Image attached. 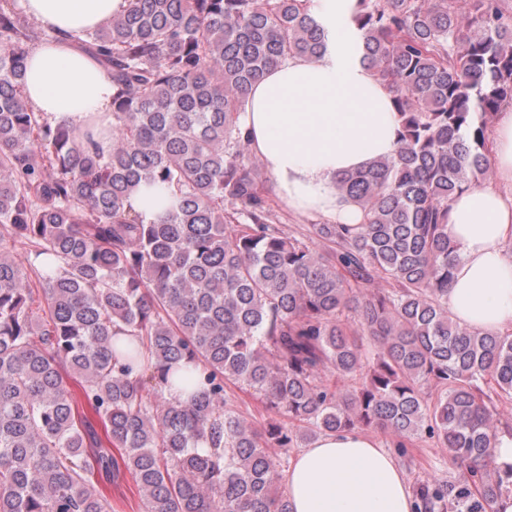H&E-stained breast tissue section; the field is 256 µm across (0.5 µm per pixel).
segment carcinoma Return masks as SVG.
Masks as SVG:
<instances>
[{"label": "carcinoma", "instance_id": "carcinoma-1", "mask_svg": "<svg viewBox=\"0 0 512 512\" xmlns=\"http://www.w3.org/2000/svg\"><path fill=\"white\" fill-rule=\"evenodd\" d=\"M310 8L131 0L83 42L112 81L101 127L53 124L27 104L33 28L0 0V512H112L97 468L129 472L143 512H291L288 460L272 449L343 430L402 449L424 433L465 469L417 484L414 512H495L512 490V468L489 452L512 427V333L448 312V205L492 177L512 15L498 0L466 16L448 0H356L362 61L394 92L398 147L337 178L361 223L312 224L303 238L272 212L239 115L267 72L324 48ZM142 183L176 207L144 221ZM176 381L182 402L165 397ZM231 384L259 394L263 428L229 403Z\"/></svg>", "mask_w": 512, "mask_h": 512}]
</instances>
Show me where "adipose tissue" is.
I'll list each match as a JSON object with an SVG mask.
<instances>
[{
    "instance_id": "obj_1",
    "label": "adipose tissue",
    "mask_w": 512,
    "mask_h": 512,
    "mask_svg": "<svg viewBox=\"0 0 512 512\" xmlns=\"http://www.w3.org/2000/svg\"><path fill=\"white\" fill-rule=\"evenodd\" d=\"M355 0H313L326 50L291 57L255 83L239 124L292 208L361 223L359 208L336 190L338 175L394 155L399 124L393 93L361 61ZM52 40L30 53L23 79L29 105L50 121H111L112 83L82 46L87 33L125 13L129 0H18ZM494 184H478L450 203L448 232L458 261L448 311L483 332L512 330V105L490 135ZM293 512H413V493L393 455L358 431L321 435L293 458L285 477Z\"/></svg>"
}]
</instances>
